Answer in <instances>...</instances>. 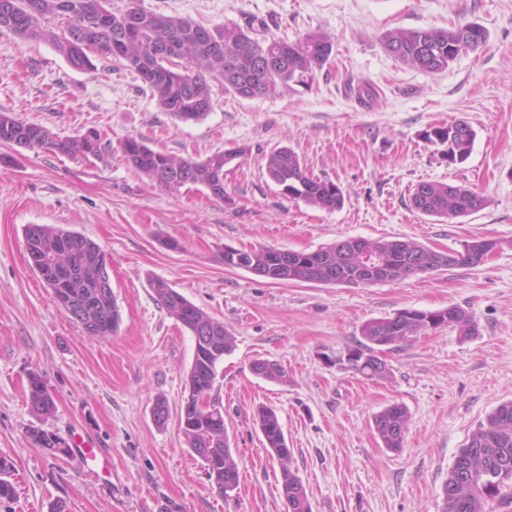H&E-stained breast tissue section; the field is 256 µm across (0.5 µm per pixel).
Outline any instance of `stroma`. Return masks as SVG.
<instances>
[{
    "mask_svg": "<svg viewBox=\"0 0 512 512\" xmlns=\"http://www.w3.org/2000/svg\"><path fill=\"white\" fill-rule=\"evenodd\" d=\"M148 10L206 27L247 26L297 40L330 33L333 53L314 79L283 94L243 99L211 84L213 107L198 122L161 111L137 74L93 55L78 70L46 42L0 32V112L75 136L98 129L104 149L75 159L0 144V459L16 487L0 512H286L281 466L255 418L273 409L293 471L312 512H440L441 490L460 448L500 403L512 399V0H139ZM477 23L488 40L447 70L427 73L396 60L390 30ZM374 94L359 98L361 85ZM453 120L475 132L463 163L423 140ZM136 137L166 154L204 160L247 148L224 167V196L186 186L171 193L119 158ZM292 148L308 173L335 182L341 209L282 195L265 172L274 148ZM422 182L465 185L487 199L457 219L410 205ZM52 224L103 250L121 314L116 334L90 336L55 303L27 263L24 229ZM351 238L412 239L439 252L475 238L499 244L479 265L444 267L375 285L274 282L224 264L225 248L309 253ZM173 239L178 249L165 247ZM167 281L234 336L217 367L239 484L212 489L180 428L190 332L158 304L151 280ZM459 306L477 324L461 338L442 327L409 338L383 358L391 375L368 380L335 367L357 346L362 325L413 308ZM264 360L288 379L257 376ZM40 374L56 400L34 417L28 379ZM165 400L169 417L152 410ZM408 412L403 446L384 448L373 417ZM69 442L87 435L95 455H53L26 430Z\"/></svg>",
    "mask_w": 512,
    "mask_h": 512,
    "instance_id": "stroma-1",
    "label": "stroma"
}]
</instances>
